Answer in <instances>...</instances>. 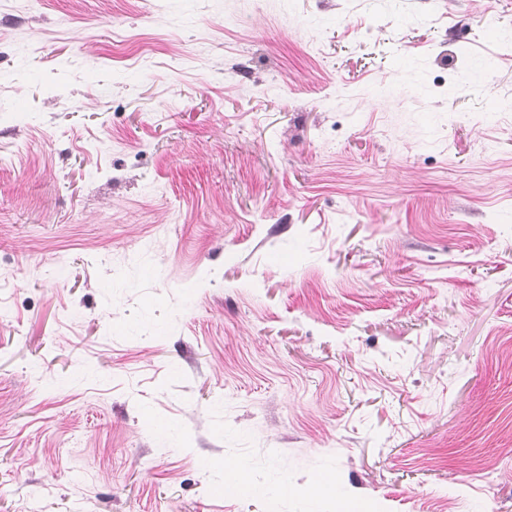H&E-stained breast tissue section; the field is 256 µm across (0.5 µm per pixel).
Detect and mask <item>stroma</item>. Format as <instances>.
<instances>
[{
  "label": "stroma",
  "mask_w": 512,
  "mask_h": 512,
  "mask_svg": "<svg viewBox=\"0 0 512 512\" xmlns=\"http://www.w3.org/2000/svg\"><path fill=\"white\" fill-rule=\"evenodd\" d=\"M362 501L512 512V0H0V512Z\"/></svg>",
  "instance_id": "1"
}]
</instances>
